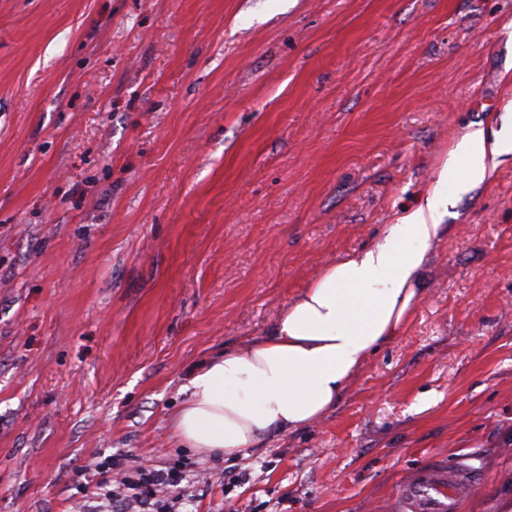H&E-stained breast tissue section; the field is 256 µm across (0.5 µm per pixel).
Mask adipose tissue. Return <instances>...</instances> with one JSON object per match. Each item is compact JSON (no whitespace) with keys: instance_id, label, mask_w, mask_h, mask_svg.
Segmentation results:
<instances>
[{"instance_id":"adipose-tissue-1","label":"adipose tissue","mask_w":512,"mask_h":512,"mask_svg":"<svg viewBox=\"0 0 512 512\" xmlns=\"http://www.w3.org/2000/svg\"><path fill=\"white\" fill-rule=\"evenodd\" d=\"M510 154L512 131L470 125L413 210L370 246L327 266L265 337L224 349L192 375L175 419L179 438L228 459L331 411L370 355L403 332L431 250L448 230L449 197L486 184Z\"/></svg>"}]
</instances>
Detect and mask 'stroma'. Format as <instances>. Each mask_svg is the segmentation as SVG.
Wrapping results in <instances>:
<instances>
[{"label": "stroma", "mask_w": 512, "mask_h": 512, "mask_svg": "<svg viewBox=\"0 0 512 512\" xmlns=\"http://www.w3.org/2000/svg\"><path fill=\"white\" fill-rule=\"evenodd\" d=\"M511 102L512 0H0V512H72L111 458L183 471L185 512H395L461 463L459 512H504L512 158L327 415L228 460L172 422Z\"/></svg>", "instance_id": "obj_1"}]
</instances>
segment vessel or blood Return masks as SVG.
Wrapping results in <instances>:
<instances>
[{
    "label": "vessel or blood",
    "mask_w": 512,
    "mask_h": 512,
    "mask_svg": "<svg viewBox=\"0 0 512 512\" xmlns=\"http://www.w3.org/2000/svg\"><path fill=\"white\" fill-rule=\"evenodd\" d=\"M476 479L466 467L423 471L400 490V512H457L464 493Z\"/></svg>",
    "instance_id": "b4317fda"
}]
</instances>
